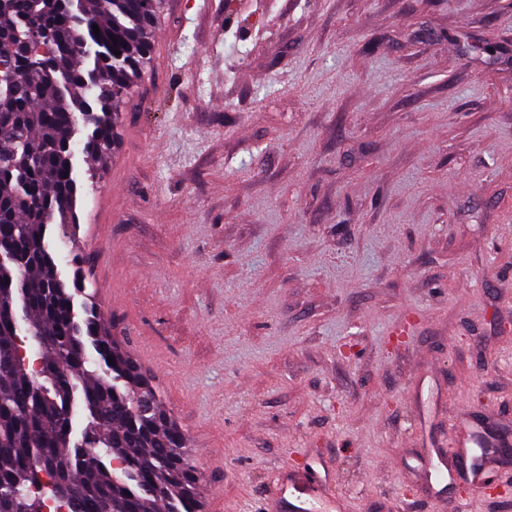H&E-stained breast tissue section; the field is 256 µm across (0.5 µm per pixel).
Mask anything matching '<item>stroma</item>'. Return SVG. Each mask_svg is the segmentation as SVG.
I'll use <instances>...</instances> for the list:
<instances>
[{
    "label": "stroma",
    "instance_id": "35a3bbf8",
    "mask_svg": "<svg viewBox=\"0 0 512 512\" xmlns=\"http://www.w3.org/2000/svg\"><path fill=\"white\" fill-rule=\"evenodd\" d=\"M512 0H163L53 239L157 388L201 512L291 460L344 512H512L425 471L512 430ZM408 338L397 349L388 339Z\"/></svg>",
    "mask_w": 512,
    "mask_h": 512
}]
</instances>
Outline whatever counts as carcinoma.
Returning <instances> with one entry per match:
<instances>
[{
  "instance_id": "carcinoma-1",
  "label": "carcinoma",
  "mask_w": 512,
  "mask_h": 512,
  "mask_svg": "<svg viewBox=\"0 0 512 512\" xmlns=\"http://www.w3.org/2000/svg\"><path fill=\"white\" fill-rule=\"evenodd\" d=\"M158 9L0 0V55L17 77L0 89V512H199L182 432L103 313L87 300L77 317L49 243L52 225L76 228L75 147L112 153Z\"/></svg>"
}]
</instances>
